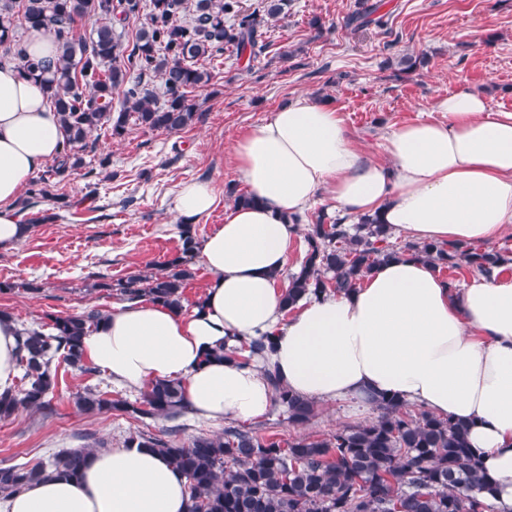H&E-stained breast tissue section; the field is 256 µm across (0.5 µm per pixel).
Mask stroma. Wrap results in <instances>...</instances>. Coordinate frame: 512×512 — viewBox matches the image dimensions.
Returning <instances> with one entry per match:
<instances>
[{
  "label": "stroma",
  "instance_id": "35a3bbf8",
  "mask_svg": "<svg viewBox=\"0 0 512 512\" xmlns=\"http://www.w3.org/2000/svg\"><path fill=\"white\" fill-rule=\"evenodd\" d=\"M385 27L354 28L345 21L357 0H291L277 22L261 29L264 49L250 59L225 53L210 84L189 99L204 115L176 133L129 125L124 139L100 136L86 158L105 160L98 176L74 171L54 197L32 207L16 206L30 237L0 253V310L20 327H38L57 315L121 304L118 280L156 270L176 256L180 221L174 211L182 183L212 181L218 206L192 232L204 238L224 222L238 186L234 144L296 96L336 107L365 155L385 158L384 137L400 125L432 116L435 101L467 86L482 91L494 111L512 112V0H381ZM324 25L322 36L309 27ZM427 63L404 73L405 53ZM136 403L139 393L112 384L105 373L90 376L58 368L50 410L19 409L0 419V466L46 460L71 448H122L130 436L152 434L181 445L197 436L223 434L224 426L184 413L178 419L138 418L105 410L85 414L75 396L85 388ZM373 409L353 411L345 402L320 403L304 425L289 424L276 406L251 425L288 440L324 439L347 424L367 423Z\"/></svg>",
  "mask_w": 512,
  "mask_h": 512
}]
</instances>
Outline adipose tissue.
I'll return each mask as SVG.
<instances>
[{
  "mask_svg": "<svg viewBox=\"0 0 512 512\" xmlns=\"http://www.w3.org/2000/svg\"><path fill=\"white\" fill-rule=\"evenodd\" d=\"M442 120L389 131L385 161L356 147L335 107L299 97L238 140L233 161L252 203L237 204L200 240L209 277L183 312L153 301L117 306L82 338L85 356L123 389L178 380L200 418L252 420L275 401L265 372L317 403L373 396L422 404L470 422L469 443L512 512V277L480 275L454 288L404 253L353 289L283 305L278 283L295 222L329 193L341 215H379L426 242L487 243L512 231V113H490L461 87L434 105ZM42 84L0 68V252L30 235L15 204L62 144ZM212 182L183 183V225L216 207ZM20 329L0 315V395L18 373ZM267 336L263 359L241 365L237 339ZM0 512H188L187 480L158 451L100 448L79 475L52 474L0 502Z\"/></svg>",
  "mask_w": 512,
  "mask_h": 512,
  "instance_id": "ef3b65f1",
  "label": "adipose tissue"
}]
</instances>
